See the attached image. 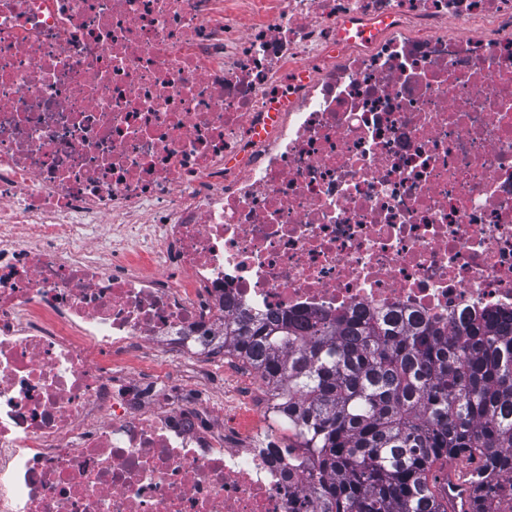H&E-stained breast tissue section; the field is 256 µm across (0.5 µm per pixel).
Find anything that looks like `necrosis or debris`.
Returning <instances> with one entry per match:
<instances>
[{
	"label": "necrosis or debris",
	"mask_w": 512,
	"mask_h": 512,
	"mask_svg": "<svg viewBox=\"0 0 512 512\" xmlns=\"http://www.w3.org/2000/svg\"><path fill=\"white\" fill-rule=\"evenodd\" d=\"M240 310L512 314V0H0V512H319Z\"/></svg>",
	"instance_id": "obj_1"
}]
</instances>
